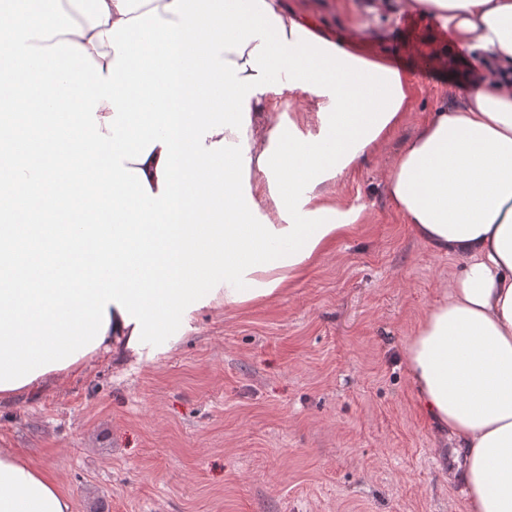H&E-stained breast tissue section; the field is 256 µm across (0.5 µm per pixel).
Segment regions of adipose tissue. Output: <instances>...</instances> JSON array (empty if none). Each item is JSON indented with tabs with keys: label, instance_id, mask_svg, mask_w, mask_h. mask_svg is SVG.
<instances>
[{
	"label": "adipose tissue",
	"instance_id": "ef3b65f1",
	"mask_svg": "<svg viewBox=\"0 0 512 512\" xmlns=\"http://www.w3.org/2000/svg\"><path fill=\"white\" fill-rule=\"evenodd\" d=\"M491 62L433 113L386 181L417 238L460 272L417 325L406 363L467 512H512V0H406ZM282 0H52L31 22L0 8V48L36 58L76 139L0 169V195L39 178L57 206L107 213L78 236L0 225V400L40 394L99 353L153 362L205 308L278 297L359 223L329 187L406 118L410 84L320 38ZM89 66L92 87L60 57ZM308 94L302 132L279 98ZM0 512H75L28 460L0 448Z\"/></svg>",
	"mask_w": 512,
	"mask_h": 512
}]
</instances>
